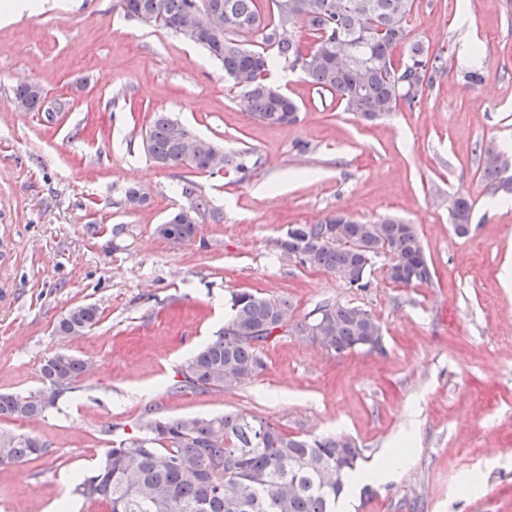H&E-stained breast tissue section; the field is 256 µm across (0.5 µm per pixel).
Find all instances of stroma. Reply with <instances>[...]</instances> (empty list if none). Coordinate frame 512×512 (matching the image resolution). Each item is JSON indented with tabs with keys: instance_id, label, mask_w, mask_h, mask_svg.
Wrapping results in <instances>:
<instances>
[{
	"instance_id": "1",
	"label": "stroma",
	"mask_w": 512,
	"mask_h": 512,
	"mask_svg": "<svg viewBox=\"0 0 512 512\" xmlns=\"http://www.w3.org/2000/svg\"><path fill=\"white\" fill-rule=\"evenodd\" d=\"M0 26V393L41 389L58 351L87 360L74 391L45 417L0 418L49 455L0 465V512H49L72 477L156 418L243 412L291 436L352 437L367 467L410 435L404 471L348 490L353 512H512V194L480 178L483 148L512 147V0H416L411 39L441 54L424 102L372 123L345 112L300 71L275 83L300 107L294 125L253 119L221 63L180 36L125 18L116 0H58ZM477 57L482 83L462 63ZM42 84L65 112H19L12 89ZM166 112L198 136L260 159L248 180L161 168L143 135ZM304 141L307 152L296 144ZM143 189L131 206L127 188ZM211 210L193 237L156 228L187 204ZM474 201L470 232L448 222V196ZM342 209L415 224L433 278L356 290L286 261L292 224ZM288 300L302 321L330 300L369 311L382 348L339 355L282 334L264 369L227 391L176 390L185 361L223 326L232 293ZM100 318L83 335L55 330L72 307Z\"/></svg>"
}]
</instances>
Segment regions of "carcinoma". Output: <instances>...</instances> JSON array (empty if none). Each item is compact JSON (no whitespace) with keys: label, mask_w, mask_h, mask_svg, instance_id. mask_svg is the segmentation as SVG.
Returning a JSON list of instances; mask_svg holds the SVG:
<instances>
[{"label":"carcinoma","mask_w":512,"mask_h":512,"mask_svg":"<svg viewBox=\"0 0 512 512\" xmlns=\"http://www.w3.org/2000/svg\"><path fill=\"white\" fill-rule=\"evenodd\" d=\"M272 15L259 0H117L124 17L151 15V24L177 35L187 17L220 10L224 27L202 31L193 43L221 62L224 76L243 93L250 114L269 126L299 120L298 106L269 80L283 64L300 70L318 90L329 93L343 111L372 122L402 105L421 103L435 75L444 71L439 54L430 55L418 41L409 44L407 60L394 64L392 52L407 42L415 0H271ZM257 35L261 46L249 49L242 38ZM47 92L30 82L13 89L25 112H40ZM166 112L155 113L145 137V152L163 168L183 167L211 173L212 156L185 158L183 142L195 135ZM224 167L246 177L259 165L247 154L218 147ZM482 177L496 190L512 193V155L490 144L483 149ZM187 205L163 224L159 233L186 240L209 212L208 202L185 189ZM450 199L448 217L459 236L468 234L473 201L463 192ZM336 211L316 224L288 229V249L299 253L303 267L325 271L351 288L371 286L377 272L392 284H429L432 272L415 225L395 217L367 223L366 249L326 239L340 219ZM288 301L259 292L232 295L230 314L215 339L193 354L182 371V387L200 393L222 391L256 376L264 366L261 348L284 331L281 315ZM315 325L303 320L290 327L298 336L315 337L336 353L360 347L367 331L380 323L368 311L326 301ZM96 306L71 308L57 332L80 336L97 323ZM86 372L85 361L69 352L44 360L40 374L46 389L35 393H0V418L43 416L73 389ZM50 445L35 435L0 430V465L37 460ZM362 450L348 437L308 440L290 436L275 425L244 413L213 417L155 418L144 411L138 434L108 451L104 463L76 480L74 493L102 501L110 512H336L348 473Z\"/></svg>","instance_id":"obj_1"}]
</instances>
